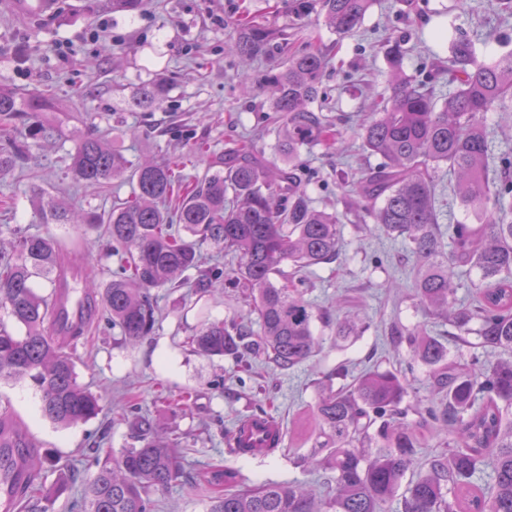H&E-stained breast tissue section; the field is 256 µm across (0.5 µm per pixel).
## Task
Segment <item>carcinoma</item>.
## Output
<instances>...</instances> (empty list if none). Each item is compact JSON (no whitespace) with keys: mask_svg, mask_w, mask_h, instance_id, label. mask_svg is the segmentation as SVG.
I'll return each instance as SVG.
<instances>
[{"mask_svg":"<svg viewBox=\"0 0 512 512\" xmlns=\"http://www.w3.org/2000/svg\"><path fill=\"white\" fill-rule=\"evenodd\" d=\"M373 0H288L301 19L315 13L339 36L355 32ZM236 51L253 60L288 47V29L272 31L244 9L236 20ZM439 38L450 44L423 76L404 68L402 37L385 41L389 79L360 125L362 150L378 159L360 179L337 175L348 206L360 225L370 222L401 240L415 257L413 292L425 316L450 325L462 346L512 353V157L502 158L501 175L488 174L490 112L512 107V52L481 57L460 27L449 23ZM328 58L309 46L287 53L268 73L269 110L277 114L276 158L266 161L238 147L224 151V168H207L185 181L168 161L133 163L106 136L88 124L71 154L75 179L100 188L124 174L126 198L112 199L106 214L79 217L52 199L40 212L42 224H87L102 230L118 272L103 292L86 279L82 294L100 301L107 322L134 345L154 332L155 288H178L189 270L204 296L220 284L241 289L249 314L202 324L187 343L204 356H231L246 366L263 358L291 369L317 355L322 316L306 298L304 279H288L336 261L343 215L311 205L312 183L297 175V158L335 141L326 113L323 77ZM453 90L438 96L439 77ZM168 87L145 85L139 104L160 108ZM58 108L44 91L0 85V124L24 132L25 139L0 150V171L16 166L42 139L66 135L55 119ZM448 167L455 180L463 219L440 228L433 197V173ZM210 244L237 256L231 273L201 268L200 246ZM61 242L38 233L23 235L10 251H0V309L23 332L0 320V380L30 382L41 393L40 410L62 427L99 415L98 397L78 381L69 345L53 337L55 302L34 287L36 276L57 274ZM479 272L462 301L455 269ZM343 343L361 335L354 317L328 322ZM394 344L406 345L399 371L370 369L349 385L319 395L314 420L318 442L311 464L331 473L322 497L296 482L249 483L238 470L210 465L202 474L210 488L208 512H386L401 497L402 512H512V357L474 368L449 358L448 346L423 323L392 329ZM429 367L432 396L406 400L414 366ZM128 424L134 444L119 454L92 449L96 471L87 480L84 512H152L155 491L180 471L177 444L153 416L135 407ZM437 451L420 464L406 488V472L416 464L425 440ZM0 448H16L26 466L23 485L8 507L45 512L44 503L68 490L64 482L38 485L45 457L7 405H0ZM491 467L490 490L474 480Z\"/></svg>","mask_w":512,"mask_h":512,"instance_id":"obj_1","label":"carcinoma"}]
</instances>
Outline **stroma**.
<instances>
[{"label": "stroma", "mask_w": 512, "mask_h": 512, "mask_svg": "<svg viewBox=\"0 0 512 512\" xmlns=\"http://www.w3.org/2000/svg\"><path fill=\"white\" fill-rule=\"evenodd\" d=\"M12 3L0 0V85L50 90L60 107L84 113L86 121L77 131H84L86 122L96 123L133 161L176 163L194 140L204 138L211 145L204 162L217 165L230 142L249 135L262 157L271 158L274 138L265 132L268 103L259 85L279 58L250 61L236 53L230 20L238 4L248 5L270 27L292 28L294 49L308 42L327 48L332 61L324 88L342 141L335 151L317 147L303 153L300 167L321 180L316 205L341 212L346 204L336 186L337 172L358 173L372 163L359 148L358 109L383 89L385 37H407L413 50L405 69L411 74L428 71L435 56L445 55L447 46L437 34L451 22L481 53L512 51V10L502 11L500 0H376L361 27L344 37L332 33L321 17L286 15L282 0H147L135 13L114 12L112 0H56L47 18L24 14ZM156 80L171 87L163 108L136 107L141 88ZM73 148L70 137L40 143L23 167L0 173V244L10 245L26 231L56 236L64 255L80 261L103 289L116 267L106 239L82 225L40 223L37 214L41 190L67 208L97 213L110 211L113 196L128 195L129 185L117 179L107 189L77 184L70 170ZM342 240L338 260L313 272L308 297L331 314L337 298H345L346 310L364 317L366 328L338 345L331 328L317 325L323 349L313 361L280 370L255 359L245 369L228 357L193 352L186 338L203 321L246 312V303L220 292L200 298L188 287L158 288L159 320L152 336L126 345L98 316L73 349L79 381L101 398L104 411L97 418L56 427L42 417L36 387L1 381L0 400L10 403L49 460L44 486L61 478L70 484L68 495L48 512H80L77 503L93 472L86 456L95 447L117 451L131 444L121 415L132 404L149 410L181 452L180 474L154 494V512H207V494L193 476L213 460L262 480L307 487L326 481V472L300 463L315 446L318 394L324 385L339 387L332 373L340 365L354 376L375 366L396 368L407 350L393 345L392 325L409 328L424 319L411 289L413 260L400 241L377 228L357 229L351 218ZM161 388L173 397L194 392L193 406L180 410L157 402ZM260 410L280 422L282 450L264 458L230 453L226 430Z\"/></svg>", "instance_id": "1"}]
</instances>
